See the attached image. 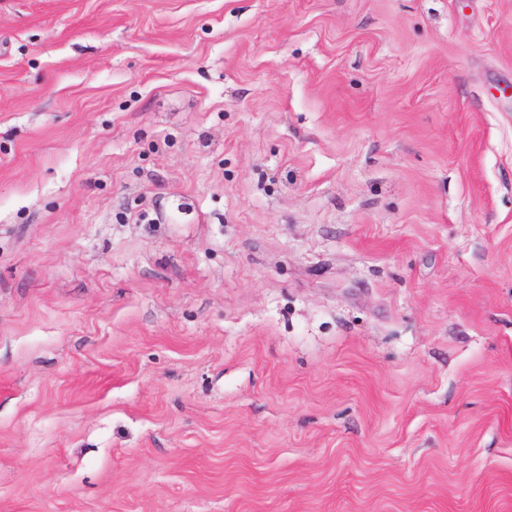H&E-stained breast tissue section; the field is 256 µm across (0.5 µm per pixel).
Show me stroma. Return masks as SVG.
I'll use <instances>...</instances> for the list:
<instances>
[{
    "mask_svg": "<svg viewBox=\"0 0 512 512\" xmlns=\"http://www.w3.org/2000/svg\"><path fill=\"white\" fill-rule=\"evenodd\" d=\"M0 512H512V0H0Z\"/></svg>",
    "mask_w": 512,
    "mask_h": 512,
    "instance_id": "obj_1",
    "label": "stroma"
}]
</instances>
